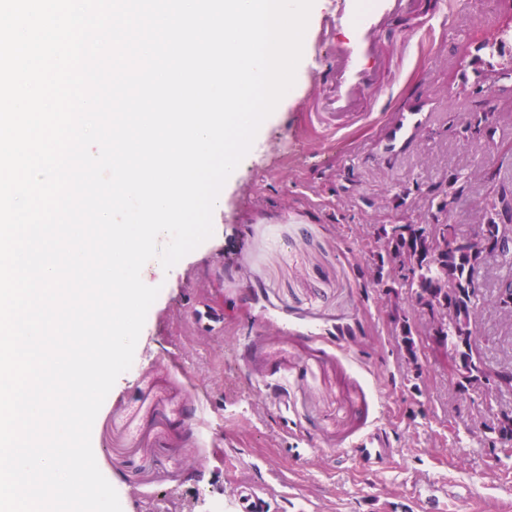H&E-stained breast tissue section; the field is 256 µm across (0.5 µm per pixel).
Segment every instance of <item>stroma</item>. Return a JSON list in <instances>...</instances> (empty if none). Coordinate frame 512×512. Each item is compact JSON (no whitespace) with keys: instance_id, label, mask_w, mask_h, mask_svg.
Wrapping results in <instances>:
<instances>
[{"instance_id":"1","label":"stroma","mask_w":512,"mask_h":512,"mask_svg":"<svg viewBox=\"0 0 512 512\" xmlns=\"http://www.w3.org/2000/svg\"><path fill=\"white\" fill-rule=\"evenodd\" d=\"M432 12L449 30L408 57ZM510 16L512 0H419L377 36L371 123L343 131L327 101L349 29L328 45L305 35L295 85L262 154L224 184L212 236L141 271L160 293L91 436L122 512H241L246 486L269 512H512V449L491 450L484 428L512 389L463 395L445 364L408 361L384 288L363 286L374 225L448 215L469 236L488 204L512 203V79L479 50ZM401 112L430 120L383 158L375 144ZM483 113L486 138L467 127ZM477 307L486 359L512 360L492 289ZM368 435L372 460L356 448Z\"/></svg>"}]
</instances>
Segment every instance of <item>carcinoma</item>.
I'll use <instances>...</instances> for the list:
<instances>
[{"label": "carcinoma", "mask_w": 512, "mask_h": 512, "mask_svg": "<svg viewBox=\"0 0 512 512\" xmlns=\"http://www.w3.org/2000/svg\"><path fill=\"white\" fill-rule=\"evenodd\" d=\"M512 224V208L493 204L481 231L471 235L458 234L456 225L448 220L431 224H384L372 252L376 279L373 283L400 289L407 306L424 302H444L450 313L448 326L440 331L447 350L459 360L458 392L466 394L475 386L494 388L490 381L491 364L484 355L476 354L478 344L476 299L482 284L473 272L487 260L478 250L480 237L498 231L500 225ZM399 326L400 350L412 363H417L415 347L416 323L403 317ZM491 447H512V419L491 429Z\"/></svg>", "instance_id": "carcinoma-1"}]
</instances>
